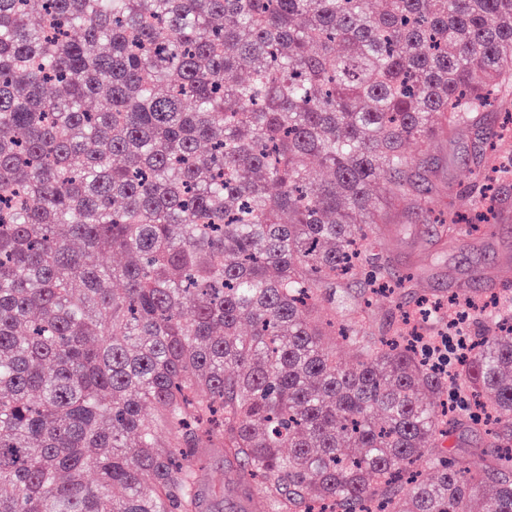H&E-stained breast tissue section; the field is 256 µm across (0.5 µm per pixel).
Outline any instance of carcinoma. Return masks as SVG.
Here are the masks:
<instances>
[{"mask_svg":"<svg viewBox=\"0 0 512 512\" xmlns=\"http://www.w3.org/2000/svg\"><path fill=\"white\" fill-rule=\"evenodd\" d=\"M510 93L512 0H0V512H198L203 448L269 512H512V298L451 368L338 319L407 280L406 146Z\"/></svg>","mask_w":512,"mask_h":512,"instance_id":"cac0c4a2","label":"carcinoma"}]
</instances>
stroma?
Listing matches in <instances>:
<instances>
[{"label": "stroma", "mask_w": 512, "mask_h": 512, "mask_svg": "<svg viewBox=\"0 0 512 512\" xmlns=\"http://www.w3.org/2000/svg\"><path fill=\"white\" fill-rule=\"evenodd\" d=\"M511 115V99L496 103L474 130L437 137L421 153L416 180L420 188L431 189L434 204L429 207L420 196H409L388 212L377 231L380 261L407 274L409 280L397 297L375 296L366 320L372 335H391L401 314L424 297L445 298L463 288L480 297L512 295V277L500 274L502 268L512 266L511 177L499 184L490 233L464 236L446 246L432 231L434 222L449 211L466 210V201L460 194H449L448 186L459 180L462 168L485 166L478 153L480 139L496 137ZM197 466L203 486L217 490L207 497L201 512H233L240 492L225 485L224 476L236 469V461L215 450L200 456Z\"/></svg>", "instance_id": "stroma-1"}]
</instances>
